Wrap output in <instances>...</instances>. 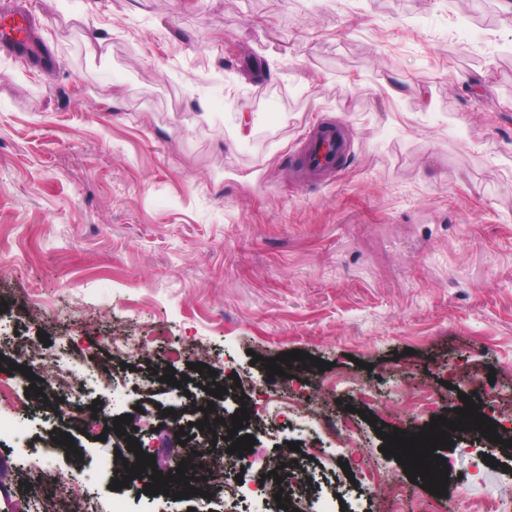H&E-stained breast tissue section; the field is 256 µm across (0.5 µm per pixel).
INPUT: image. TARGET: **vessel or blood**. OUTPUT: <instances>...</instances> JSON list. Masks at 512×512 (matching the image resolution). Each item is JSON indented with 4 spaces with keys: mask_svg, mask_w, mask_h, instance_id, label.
<instances>
[{
    "mask_svg": "<svg viewBox=\"0 0 512 512\" xmlns=\"http://www.w3.org/2000/svg\"><path fill=\"white\" fill-rule=\"evenodd\" d=\"M36 38V18L28 8L15 0L0 5V49L23 56ZM351 151L352 144L340 126L320 124L304 134L298 168L310 177L338 175Z\"/></svg>",
    "mask_w": 512,
    "mask_h": 512,
    "instance_id": "1",
    "label": "vessel or blood"
}]
</instances>
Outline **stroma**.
I'll return each instance as SVG.
<instances>
[{"instance_id":"obj_1","label":"stroma","mask_w":512,"mask_h":512,"mask_svg":"<svg viewBox=\"0 0 512 512\" xmlns=\"http://www.w3.org/2000/svg\"><path fill=\"white\" fill-rule=\"evenodd\" d=\"M55 58L0 51V512H52L80 471L81 512H252L286 442L307 465L297 507L512 512V448L458 435L436 496L384 456L382 433L426 427L472 397L512 431V12L487 0H30ZM250 118L239 133L242 118ZM347 124L340 178L300 180L306 129ZM109 375L72 406L130 415L158 471L163 425L197 353L252 407L249 472L205 499L111 489L97 441L67 431L19 370L30 352ZM180 350L156 363L157 355ZM329 364L269 377L253 355ZM356 419L359 467L340 437ZM317 454H310V447ZM494 457L486 465L485 457ZM398 484L394 500L370 482Z\"/></svg>"}]
</instances>
